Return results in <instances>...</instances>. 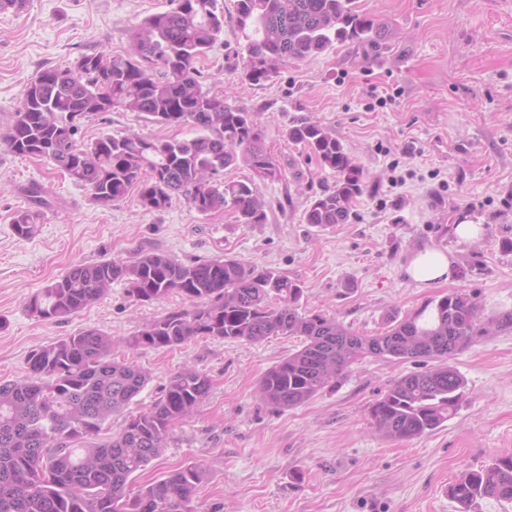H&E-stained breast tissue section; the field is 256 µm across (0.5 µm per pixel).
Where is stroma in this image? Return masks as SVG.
Listing matches in <instances>:
<instances>
[{"label": "stroma", "mask_w": 512, "mask_h": 512, "mask_svg": "<svg viewBox=\"0 0 512 512\" xmlns=\"http://www.w3.org/2000/svg\"><path fill=\"white\" fill-rule=\"evenodd\" d=\"M234 2L219 0L224 41L198 67L213 92L259 115L283 171L281 180L257 185L271 206L267 223L238 224L228 211L204 215L181 197L149 213L133 191L101 205L49 160L13 154L0 142V379L24 376L34 348L97 329L117 340L118 357L152 376L132 411L148 409L185 364L212 381L137 484L195 462L207 473L194 495L201 512H456L449 483L512 454V329L454 356L466 395L450 420L418 438L390 439L372 425L368 406L417 363L359 360L335 389L279 411L260 400L259 382L297 339L130 349L124 338L184 301L173 293L140 302L120 282L64 321H42L27 309L72 264L127 259L151 243L185 262L230 255L271 269L303 286L307 310L368 334L384 330L389 314H412L456 291L473 296L483 314L512 312V251L503 245L512 239V0H355L375 23L380 53L338 43L280 65L260 85L240 77L235 51L245 39ZM168 8L169 0H29L21 12H1L0 134L41 68L103 48L125 52L139 22ZM301 118L319 122L364 169L367 190L348 223L304 220L311 197L336 176L288 140V126ZM131 132L189 135L116 109L82 123L78 139ZM32 182L54 206L38 234L23 240L12 219L28 208L21 188ZM461 218L481 226L478 239L457 240L452 226ZM425 249L451 254L450 280L425 287L406 274L410 257Z\"/></svg>", "instance_id": "1"}]
</instances>
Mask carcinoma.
I'll use <instances>...</instances> for the list:
<instances>
[{
  "label": "carcinoma",
  "mask_w": 512,
  "mask_h": 512,
  "mask_svg": "<svg viewBox=\"0 0 512 512\" xmlns=\"http://www.w3.org/2000/svg\"><path fill=\"white\" fill-rule=\"evenodd\" d=\"M169 10L145 17L131 35L130 51L83 53L65 67L41 69L23 90L3 137L10 152L45 157L91 199L108 205L138 190L149 212L166 210L181 195L198 212L227 208L237 224L267 222V204L255 180H279L282 168L264 148L258 113L230 105L205 87L197 64L224 35L218 0H169ZM354 0H235L245 44L243 77L273 78L279 65L321 54L337 42L369 38L374 23ZM144 121L188 127L193 136L160 139L105 134L85 144L80 124L113 109ZM288 140L336 173L334 186L313 197L304 213L316 226L346 224L365 189V173L345 146L321 124L299 119ZM253 177L225 181L238 164ZM33 207L15 214L12 227L31 239L50 203L41 186L25 188ZM122 281L140 302L176 292L188 303L145 323L126 338L129 348H167L198 338L261 343L271 336L299 339L298 349L262 376L259 392L277 410L301 406L333 388L360 357L412 360L424 371L395 380L368 406L384 436L417 438L455 415L465 381L449 360L477 339L512 329V312L481 320L475 299L463 292L430 308L389 320L378 334H361L334 317L302 310L303 287L288 277L223 256L182 262L151 245L128 260L78 262L27 303L31 315L57 321L98 302ZM115 341L82 330L32 350L20 379L0 380V512H195L205 479L197 463L179 467L146 486L135 474L168 447L175 423L197 411L210 377L187 365L161 386L147 410L130 405L147 386V371L112 356ZM125 416L113 433L108 422ZM457 512L485 499L512 502V455L462 471L448 486Z\"/></svg>",
  "instance_id": "obj_1"
}]
</instances>
